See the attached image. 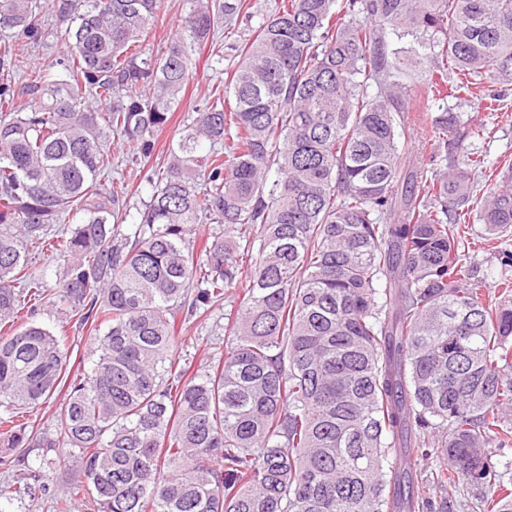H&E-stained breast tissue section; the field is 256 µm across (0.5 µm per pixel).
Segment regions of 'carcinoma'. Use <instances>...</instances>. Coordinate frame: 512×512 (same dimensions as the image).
I'll use <instances>...</instances> for the list:
<instances>
[{"instance_id":"cac0c4a2","label":"carcinoma","mask_w":512,"mask_h":512,"mask_svg":"<svg viewBox=\"0 0 512 512\" xmlns=\"http://www.w3.org/2000/svg\"><path fill=\"white\" fill-rule=\"evenodd\" d=\"M187 2L154 56L142 41L161 0H46L66 50L27 73L19 59L49 23L36 0H0V447L67 453L79 469L54 496L44 454L0 500L446 512L464 480L479 512H512L488 453L512 444V300L484 301L459 231H512V173L477 189L474 141L490 130L463 112L482 81L512 83V0H281L239 43L224 90L187 113L132 216L125 184L101 188L102 142L148 162L197 50L223 63L243 7ZM418 69L430 154L405 167ZM31 94L38 105L15 106ZM198 224L213 225L200 240ZM36 251L98 334L97 359L73 374L64 331L25 311L47 292ZM230 296V349L180 363L184 326ZM60 393L53 431L30 430L25 416ZM418 450L438 502L390 461Z\"/></svg>"}]
</instances>
